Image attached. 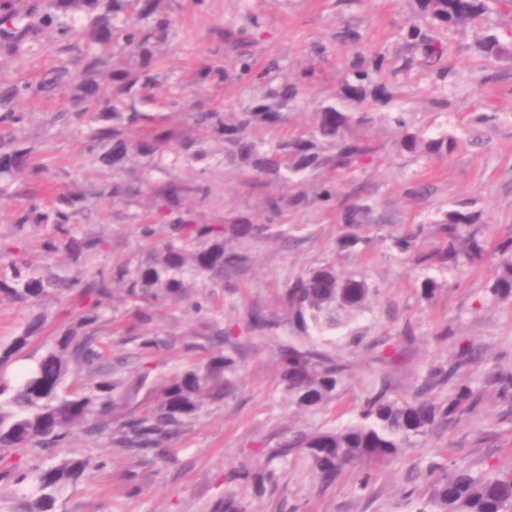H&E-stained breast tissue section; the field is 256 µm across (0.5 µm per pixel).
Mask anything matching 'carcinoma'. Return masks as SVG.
<instances>
[{
    "label": "carcinoma",
    "instance_id": "carcinoma-1",
    "mask_svg": "<svg viewBox=\"0 0 512 512\" xmlns=\"http://www.w3.org/2000/svg\"><path fill=\"white\" fill-rule=\"evenodd\" d=\"M79 2L47 0V7L30 11L20 9L16 0H0L1 50L24 58L35 50L39 36L52 30L59 57L56 66L37 77L0 81V126L20 137L15 144L0 143V182L23 180L16 194L25 199L14 211L9 232L0 234V253L14 256L8 264H0V299L30 307L48 299H76L68 311V326L58 329L46 351L20 374L11 377L8 369L40 337L47 315L37 312L17 336L0 342V463L5 475L26 485L23 496L7 512H53L54 494L93 467L89 457L57 458V449L67 444L72 428L80 426L87 435L105 438L137 455L163 457L169 452L166 440L195 418L206 400L220 399L232 388L230 375L236 371L240 348L226 341L223 329L214 332L217 349L203 366L160 381L145 365L126 370L103 362L100 340L114 322L106 312L115 292L122 291L135 304L131 328L141 330V347L159 346L150 329L153 307L185 299L198 283L205 288L224 284V278L248 263L247 254L235 250L231 242L277 235L274 221L286 207L303 205L306 196L268 197L267 221L262 223L237 215L222 224H203L182 209V202L186 197L208 199L210 182L181 181L170 168L179 161L209 168L230 166L285 185L299 183L320 169L351 170L377 149L352 134V128L373 123L376 113L352 112L350 107L388 106L399 75L413 67L432 72L437 82L447 81V48L438 31L471 25L491 11V0H416L424 25L406 27L402 34L406 53L394 60L380 50L360 47L354 29L342 30L338 38L350 43L354 52L342 70L336 94L316 105L309 127L263 140L253 136V130L283 124L297 108L303 87L316 80V71L308 68L290 77L282 73L277 58L257 69L244 50L253 41L257 18L224 31V42L236 52L235 76L263 85L264 92L229 116L221 109L189 112L191 131L178 135L162 122L161 113L143 110L150 102L147 91L161 78L155 68L157 50L174 35L175 19L159 11L158 0H88L95 14L81 25L74 15ZM479 47L489 58L508 52L489 31ZM111 54L123 57L124 68L112 72V84L105 86L101 76ZM63 84L73 86L70 106L51 112L49 121L84 133V162L111 167L110 182L83 183L74 177L57 188L33 147L25 145L29 114L20 104L30 98L49 100ZM394 122L401 129L399 149L415 157L444 158L458 146L457 137L446 131L411 129L400 115ZM147 194L158 214L151 222L137 224V232L159 243L132 267L115 264L108 272L96 268L106 240L80 231L88 220V199L131 206ZM369 210L364 201L350 206L342 216L344 225L358 226ZM436 224L441 243L421 256L425 268L446 269L487 258L477 215L450 209ZM31 225L52 231L43 242L46 256L63 252L82 270L72 273L62 265L48 271L22 259L25 230ZM495 255L500 271L489 292L497 300L511 299L512 237L496 244ZM373 293L365 279L341 273L331 263L310 269L284 288L288 326L297 337L314 336L325 342L366 311ZM250 321L261 332L280 327L275 316L258 309L250 313ZM476 359V351L465 346L455 362L431 368L414 397L393 398L382 388L364 402L356 421L334 429L296 430L265 449L264 456L304 458L323 487L346 470L394 462L419 439L477 407L481 391L465 377L466 367ZM280 360L284 387L300 407L332 397L345 371L344 364L315 345L290 343L281 348ZM71 367L86 368L95 378L80 388L68 387L65 377ZM489 382L497 387L501 401L512 405V370L494 367ZM443 385L448 386V397L432 395ZM120 407L126 412L116 419L114 412ZM7 449L19 458L32 449L45 457L21 470L17 461L1 456ZM415 479L419 485L408 491L399 512H512V469H477L465 459H433ZM237 481L263 490L275 475L264 464L224 473V482ZM212 512L248 510L229 494L216 500Z\"/></svg>",
    "mask_w": 512,
    "mask_h": 512
}]
</instances>
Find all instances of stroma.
I'll list each match as a JSON object with an SVG mask.
<instances>
[{"label": "stroma", "instance_id": "1", "mask_svg": "<svg viewBox=\"0 0 512 512\" xmlns=\"http://www.w3.org/2000/svg\"><path fill=\"white\" fill-rule=\"evenodd\" d=\"M160 8L175 19L176 35L158 54L164 76L152 91L153 109L166 113L168 125L181 132L187 112L217 107L230 113L260 94V85L233 76L202 87L195 83L201 67H228L231 52L218 55L214 49L224 28L243 26L246 14L256 15L260 23L253 47L258 61L274 55L283 58L289 74L311 66L318 75L283 127L286 135L310 126L317 103L336 91L352 52L349 44L337 40L338 31L354 28L363 46L395 56L404 51L402 28L417 19L416 0H355L350 6L340 0H206L201 7L195 0H161ZM482 29L442 31L453 70L447 84L410 77L390 105L391 111L407 113L412 127L456 135L459 144L451 154L427 162L400 151V130L385 117L357 129V136L377 146L374 161L350 171L325 169L310 176L301 185L310 203L288 209L279 219L284 237L245 242L250 262L226 278L223 287L198 288L190 298L156 307L151 327L159 347L142 350L133 332L104 337L109 361L133 365L143 359L165 379L202 363L217 327L233 332L243 356L231 377L232 391L205 402L192 423L168 440V458L141 462L107 440L74 432L64 455L90 457L104 466L86 470L76 486L63 489L55 512H211L224 494L229 469L254 461L259 449L275 447L289 431L349 424L365 399L381 387L394 396L412 397L429 369L450 363L462 344L473 345L483 357L466 372L484 392L480 411L424 438L398 462L371 467L373 499L360 497L355 473H344L324 488L302 459L292 457L273 462L275 486L261 493L244 484L233 490L249 512H389L410 488L412 475L437 455L464 458L479 468H512V409L486 383L493 366L512 368V299L495 301L488 295L498 272L495 259L434 271L438 288L427 300L421 293L422 267L413 254L399 253L392 245L393 237L416 230L422 249L434 247L439 242L435 217L460 206L479 214L487 249L512 235V54L486 60L477 49ZM316 43L325 46L324 55L312 53ZM54 61V45L45 34L26 59L0 52V78L34 76ZM70 93L65 87L54 100L22 105L29 114V145L61 183L83 171L82 134L48 120L49 112ZM172 97L180 98L182 107L170 112L166 103ZM175 173L185 180L209 179L213 192L195 208L209 224L237 214L265 221L266 198L286 191L228 167L206 175L201 164L183 162ZM324 182L335 185V204L315 201ZM361 197L372 207L359 230L364 242L355 249L341 248L339 240L346 232L341 214ZM88 206L92 220L86 232L108 240L97 266L108 269L146 253L147 243L133 233L146 206L94 199ZM328 262L342 273L365 278L377 293L349 329L323 346L349 366L335 395L300 409L281 381L279 350L290 340L287 328L251 331L248 314L260 308L284 315L281 297L288 283ZM407 327L412 336H404Z\"/></svg>", "mask_w": 512, "mask_h": 512}]
</instances>
